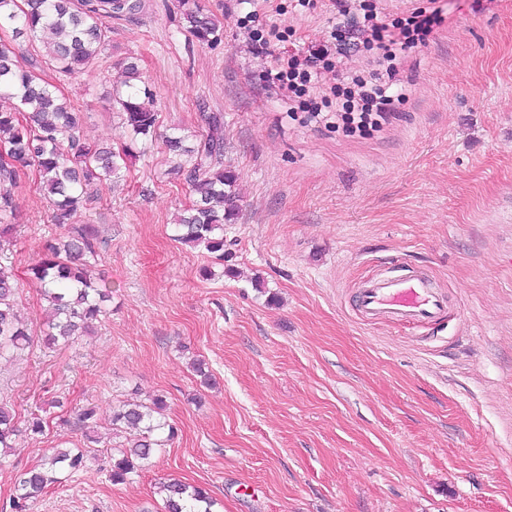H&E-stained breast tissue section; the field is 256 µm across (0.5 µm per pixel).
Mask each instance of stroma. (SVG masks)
I'll return each instance as SVG.
<instances>
[{
    "mask_svg": "<svg viewBox=\"0 0 512 512\" xmlns=\"http://www.w3.org/2000/svg\"><path fill=\"white\" fill-rule=\"evenodd\" d=\"M201 2L217 45L191 39L181 0H141L133 17L101 16L106 49L56 81L83 138L118 148L106 95L138 58L159 123L123 179L72 218L95 225L112 287L110 315L72 345H45L51 311L25 274L64 229L35 173L13 191L0 263L17 275L32 341L0 359V403L19 428L0 512H14L16 477L44 450L85 446L73 420L89 405L103 416L94 459L27 512H162L170 479L205 488L213 512H512V0H447V27L402 72L407 100L371 137L290 114L239 23L254 11L315 42L329 29L322 6L300 16L267 0ZM208 112L224 117L240 193L220 261L176 239L194 195L163 143L176 133L197 145ZM413 267L446 295L443 322L365 324L358 284ZM156 396L174 437L112 483V453L133 437L113 430L112 408ZM35 414L39 437L25 430Z\"/></svg>",
    "mask_w": 512,
    "mask_h": 512,
    "instance_id": "1",
    "label": "stroma"
}]
</instances>
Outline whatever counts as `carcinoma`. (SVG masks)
<instances>
[{"mask_svg":"<svg viewBox=\"0 0 512 512\" xmlns=\"http://www.w3.org/2000/svg\"><path fill=\"white\" fill-rule=\"evenodd\" d=\"M183 16L187 31L200 44H213L220 31L204 13L201 4L184 0ZM141 0H0V22L14 25V37L38 39L44 48L47 69L69 75L78 66L98 56L107 42L98 15L132 14ZM127 90L118 96L122 126L133 137H152L156 133L158 112L152 108L151 90L134 86L139 78L137 62L124 65ZM0 98L14 101L8 111H0V251L10 242L14 205L12 190L22 175L37 172L40 190L52 204V222L68 227L67 236L49 245L28 268L41 285L53 318L44 331L50 346L68 345L90 330L107 314L106 302L112 287L97 280L98 261L95 229L90 224L69 226L73 214L85 200L88 188L104 180L118 181L127 166L130 148L119 151L97 148L80 134L81 113L72 110L42 73L21 70L14 64V47L0 41ZM208 133L197 147L183 144L179 136L165 137V145L177 159V170L185 174L196 195L192 205L177 217V239L191 248H202L224 259V225L234 222L237 213V177L224 165V122L219 112L205 116ZM17 280L12 269L0 265V358L29 346L30 333L23 323L13 295ZM165 401L127 403L112 408V425L135 429L141 439L120 450L113 459L109 478L122 483L145 469L161 445L157 436L174 435L164 415ZM13 408L0 403V462L12 448L18 432ZM98 411L86 407L80 422L88 443H98L94 424ZM88 450H56L48 466H33L16 479V512H26L29 502L38 499L53 483V471L61 467L71 473L85 469ZM165 512H211L209 493L179 480L160 486Z\"/></svg>","mask_w":512,"mask_h":512,"instance_id":"cac0c4a2","label":"carcinoma"}]
</instances>
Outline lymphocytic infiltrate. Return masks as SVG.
Returning a JSON list of instances; mask_svg holds the SVG:
<instances>
[{
  "label": "lymphocytic infiltrate",
  "instance_id": "obj_1",
  "mask_svg": "<svg viewBox=\"0 0 512 512\" xmlns=\"http://www.w3.org/2000/svg\"><path fill=\"white\" fill-rule=\"evenodd\" d=\"M325 9L342 21L328 40L273 56L266 67L272 86L298 101L310 122L336 120L351 133L381 130L396 102L399 62L426 46L446 22L442 0L384 19L380 0H326ZM378 50V67L368 74L348 72L353 52Z\"/></svg>",
  "mask_w": 512,
  "mask_h": 512
}]
</instances>
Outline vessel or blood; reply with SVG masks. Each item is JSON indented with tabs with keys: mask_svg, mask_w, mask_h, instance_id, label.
<instances>
[{
	"mask_svg": "<svg viewBox=\"0 0 512 512\" xmlns=\"http://www.w3.org/2000/svg\"><path fill=\"white\" fill-rule=\"evenodd\" d=\"M446 306L430 279L419 271L401 276L380 274L366 279L358 290V310L372 321L428 324L438 320Z\"/></svg>",
	"mask_w": 512,
	"mask_h": 512,
	"instance_id": "1",
	"label": "vessel or blood"
}]
</instances>
